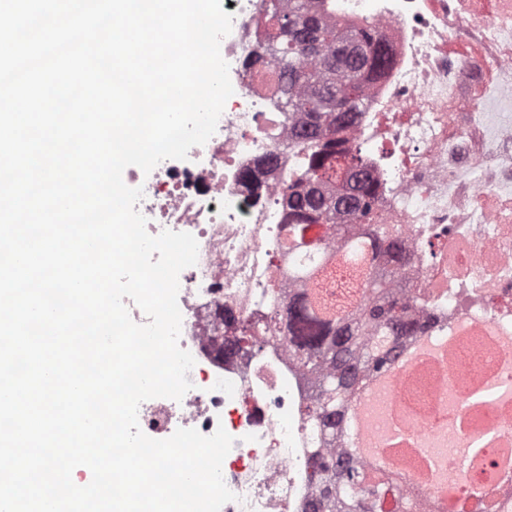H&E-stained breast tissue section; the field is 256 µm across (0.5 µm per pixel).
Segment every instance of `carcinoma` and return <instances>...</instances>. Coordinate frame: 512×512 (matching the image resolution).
Returning a JSON list of instances; mask_svg holds the SVG:
<instances>
[{
	"label": "carcinoma",
	"mask_w": 512,
	"mask_h": 512,
	"mask_svg": "<svg viewBox=\"0 0 512 512\" xmlns=\"http://www.w3.org/2000/svg\"><path fill=\"white\" fill-rule=\"evenodd\" d=\"M262 14L263 55L272 58L300 127L286 144L300 156L280 197L288 226L300 234L310 224H327L345 249L341 255L328 244L323 256L288 265L286 313L273 307L269 336L246 340L258 347L270 336L285 341L314 382L307 430L322 439L329 427H339L338 445L320 448L314 457V512H384L388 496L400 494L401 486L353 447L350 423L368 382L400 366L402 340L419 327L418 301L394 296L389 276L373 270L384 255L403 252L402 244L392 225L376 223L378 186L363 154L346 149L338 135L357 119L365 88L390 68L392 49L388 41H377L376 27L339 26L324 19L312 0H263ZM304 26L318 33V48L310 54L295 34ZM323 91L345 111L317 107ZM367 253L370 268L361 292L345 306L333 308L312 292L329 262L341 256L358 261Z\"/></svg>",
	"instance_id": "1"
}]
</instances>
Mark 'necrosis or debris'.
Masks as SVG:
<instances>
[{
	"label": "necrosis or debris",
	"instance_id": "1",
	"mask_svg": "<svg viewBox=\"0 0 512 512\" xmlns=\"http://www.w3.org/2000/svg\"><path fill=\"white\" fill-rule=\"evenodd\" d=\"M259 5L232 0L229 8L220 51L234 93L215 134L187 159L123 173L144 191L137 209L150 234L187 232L199 246L178 293L192 388L178 402H143L138 422L156 439L224 427L234 445L222 475L235 499L221 512H309L315 445L302 417L310 380L280 340L217 354L243 327L266 324L288 238L280 194L298 160L283 152L277 167L265 164L291 121L273 65L257 58ZM325 8L341 23H375L394 50L392 68L367 89L362 114L343 134L378 184V221L401 232L407 258L386 259V271L424 298L419 314L431 336L481 323L512 336V119L481 134L455 112L466 73L489 64L512 70V10L489 0H325ZM488 27L500 35L490 53L449 60L458 33Z\"/></svg>",
	"mask_w": 512,
	"mask_h": 512
}]
</instances>
